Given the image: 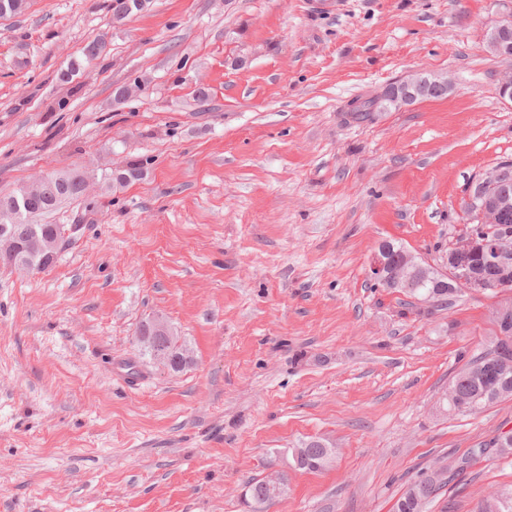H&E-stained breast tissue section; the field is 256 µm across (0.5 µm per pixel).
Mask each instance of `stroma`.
<instances>
[{"mask_svg": "<svg viewBox=\"0 0 512 512\" xmlns=\"http://www.w3.org/2000/svg\"><path fill=\"white\" fill-rule=\"evenodd\" d=\"M492 0H27L0 19V193L73 166L89 185L50 221L78 230L46 271L0 265V512H391L415 473L455 464L512 401L433 407L490 329L471 293L417 316L375 287L373 253L448 259L468 182L512 158ZM105 54L70 82L83 47ZM441 99L354 119L352 99L417 70ZM205 100H198L199 91ZM143 166L142 180L108 174ZM162 319L190 355H144ZM335 446L321 473L286 449ZM512 457L445 487L478 512ZM106 49V43L103 39H97L89 42L85 45L82 50V60L74 59L72 60L67 70L62 74V79H70L74 75H77L79 72L84 70L85 63H90L93 60L98 59L102 53H104ZM149 325L150 323L148 322L141 324L138 332L141 333V331ZM168 333V326L164 322L156 320L152 323V325L149 328H147L143 333L137 336V342L141 345L143 349L148 348L149 350H152V352L157 356L158 363L167 371L172 372L170 370L171 361L167 358L166 355L159 353V351H157L159 341L162 338L166 337ZM144 351L154 359L152 352L147 350ZM265 485L269 500H274L282 495V490L278 482V473L276 472L270 473L265 480H250L245 484V488H248L247 491L250 498L259 506L268 503L266 502Z\"/></svg>", "mask_w": 512, "mask_h": 512, "instance_id": "1", "label": "stroma"}]
</instances>
